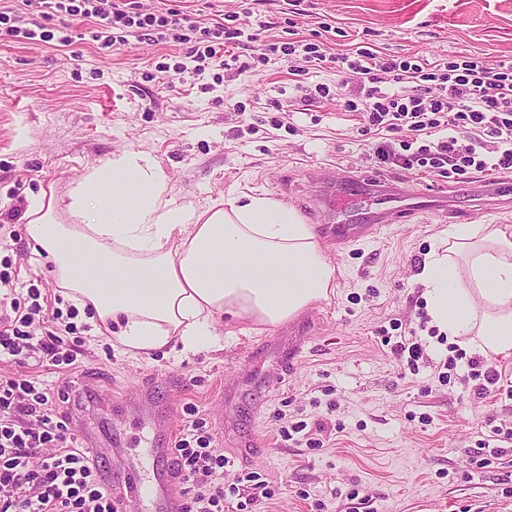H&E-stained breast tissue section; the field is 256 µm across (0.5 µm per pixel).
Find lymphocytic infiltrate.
<instances>
[{
  "label": "lymphocytic infiltrate",
  "mask_w": 512,
  "mask_h": 512,
  "mask_svg": "<svg viewBox=\"0 0 512 512\" xmlns=\"http://www.w3.org/2000/svg\"><path fill=\"white\" fill-rule=\"evenodd\" d=\"M42 16L80 19L93 41L108 47L131 40L158 42L174 36L204 73L207 60L221 58L239 29L183 21L176 11L141 10L138 0H28ZM258 60L303 50L314 70L332 69L336 86L315 84L304 101L337 94L344 111L360 115L373 138L371 158L383 169L427 168L458 176L512 172V58L486 62L449 58L430 63L417 56L387 55L370 46L330 54L319 44L261 43ZM29 307L13 320H0V356L24 360L32 345L42 352L41 367L55 373L75 366L77 356L63 347L71 322L56 308L43 309L41 292L29 286ZM39 322L41 334L28 327ZM58 395L35 379L0 378V512H118L111 489L98 479L89 451L68 433ZM174 463L183 476L182 512H224L227 490L219 478L229 464L211 445L203 420L188 423L176 442Z\"/></svg>",
  "instance_id": "lymphocytic-infiltrate-1"
}]
</instances>
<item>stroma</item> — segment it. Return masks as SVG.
Returning <instances> with one entry per match:
<instances>
[{
    "label": "stroma",
    "instance_id": "stroma-1",
    "mask_svg": "<svg viewBox=\"0 0 512 512\" xmlns=\"http://www.w3.org/2000/svg\"><path fill=\"white\" fill-rule=\"evenodd\" d=\"M144 9L172 8L211 24L236 15V25L270 43H324L336 53L369 42L390 55L429 61L465 55L512 57V0H141ZM0 11L43 24L54 41H20L0 31V260L19 280L12 298L25 301L30 277L57 299L48 266L25 231V202L39 190L66 196L92 166L136 149L159 163L167 193L207 207L229 191L267 194L308 214L315 175L334 166L383 174L401 188L448 190V212H424L410 224L344 246L327 245L336 264V293L297 318L262 332L244 318L225 319L221 351L153 353L143 358L112 347L106 334L76 318L64 335L78 366L65 376L35 359H0V377H41L52 388L110 396L104 414L81 412L69 430H119L128 451L147 446L148 432L125 400L145 376L157 381L178 427L195 405L232 465L225 483L259 472L272 492L242 484L224 512H512V451L480 465L478 442L491 426L512 420V405L479 396L459 360L450 382L438 378L448 341L428 338L427 363L401 376L382 341L394 322L418 324L425 310L415 275L443 230L461 224L512 225V173L474 174L453 182L437 173L379 172L368 156L360 120L337 98L304 102L288 60L272 56L247 71L185 70L164 85L158 63L182 60L185 45L132 42L116 50L86 38L87 26L67 15L42 19L22 0H0ZM72 43L61 46V36ZM288 113L278 112V105ZM287 341L292 363L282 367L275 343ZM257 353L268 385L246 377ZM179 375L182 391L165 379ZM430 424H421V414ZM325 420L320 450L286 441L282 428L297 418Z\"/></svg>",
    "mask_w": 512,
    "mask_h": 512
}]
</instances>
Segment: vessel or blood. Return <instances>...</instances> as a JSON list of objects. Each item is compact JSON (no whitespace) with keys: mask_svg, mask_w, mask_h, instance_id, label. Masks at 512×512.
I'll list each match as a JSON object with an SVG mask.
<instances>
[{"mask_svg":"<svg viewBox=\"0 0 512 512\" xmlns=\"http://www.w3.org/2000/svg\"><path fill=\"white\" fill-rule=\"evenodd\" d=\"M320 184L312 216L317 223L330 225V235L339 243L377 234L385 225L404 221L430 204L419 192L394 188L369 174L340 178L325 168ZM127 404L149 426L153 438L137 458L127 453L122 440H112L114 469L102 472L101 479L110 483L112 472L121 474L122 482L113 486L112 493L121 498L126 512H139L144 503L150 512H179L180 478L173 463L175 421L156 400L151 383H141Z\"/></svg>","mask_w":512,"mask_h":512,"instance_id":"1","label":"vessel or blood"}]
</instances>
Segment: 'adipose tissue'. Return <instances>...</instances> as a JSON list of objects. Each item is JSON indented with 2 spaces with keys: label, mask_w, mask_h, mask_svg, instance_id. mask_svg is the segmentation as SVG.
<instances>
[{
  "label": "adipose tissue",
  "mask_w": 512,
  "mask_h": 512,
  "mask_svg": "<svg viewBox=\"0 0 512 512\" xmlns=\"http://www.w3.org/2000/svg\"><path fill=\"white\" fill-rule=\"evenodd\" d=\"M26 231L63 296L101 325L117 323L115 345L143 356L170 345L219 349L224 317L274 328L336 288L335 266L293 207L236 192L220 206L176 204L143 151L90 168L67 199L31 196ZM417 281L439 332L512 357V226L443 231Z\"/></svg>",
  "instance_id": "1"
}]
</instances>
